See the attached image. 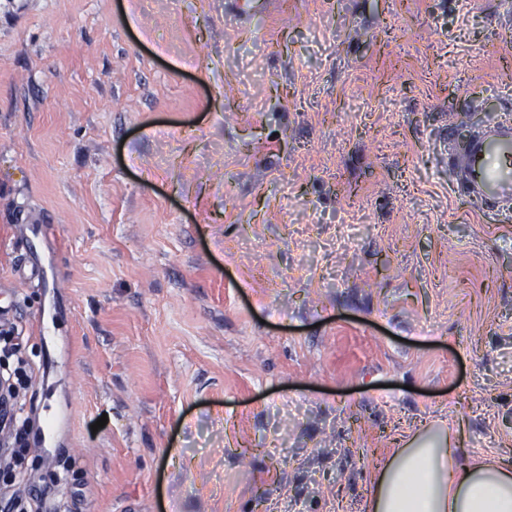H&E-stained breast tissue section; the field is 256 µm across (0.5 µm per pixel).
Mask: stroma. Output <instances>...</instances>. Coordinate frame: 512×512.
Listing matches in <instances>:
<instances>
[{
  "mask_svg": "<svg viewBox=\"0 0 512 512\" xmlns=\"http://www.w3.org/2000/svg\"><path fill=\"white\" fill-rule=\"evenodd\" d=\"M238 3L0 0V299L40 366L43 214L71 348L0 499L364 512L423 425L512 458V210L438 154L512 120V0ZM23 224H17L18 232L7 247L21 246L26 258L18 273L30 281L36 282L41 288L46 303L40 311L39 320L43 332V341L55 348V355L70 357V349L66 344H57L56 332L68 317L67 308L59 300L56 288L57 278L54 271L53 249L51 240L54 237V224H49L42 215L29 214L21 217ZM68 423V415L64 409H60L56 411V413L52 417H47L46 419V429H40L33 433L30 441L36 444L40 448L51 447L53 443H51L52 434L56 431V429L64 427Z\"/></svg>",
  "mask_w": 512,
  "mask_h": 512,
  "instance_id": "obj_1",
  "label": "stroma"
}]
</instances>
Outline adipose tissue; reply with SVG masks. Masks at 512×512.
<instances>
[{"mask_svg": "<svg viewBox=\"0 0 512 512\" xmlns=\"http://www.w3.org/2000/svg\"><path fill=\"white\" fill-rule=\"evenodd\" d=\"M367 512H512V464L461 459L442 430L425 429L375 469Z\"/></svg>", "mask_w": 512, "mask_h": 512, "instance_id": "1", "label": "adipose tissue"}]
</instances>
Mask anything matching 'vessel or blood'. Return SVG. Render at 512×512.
<instances>
[{"instance_id":"b4317fda","label":"vessel or blood","mask_w":512,"mask_h":512,"mask_svg":"<svg viewBox=\"0 0 512 512\" xmlns=\"http://www.w3.org/2000/svg\"><path fill=\"white\" fill-rule=\"evenodd\" d=\"M466 163L455 168L458 186L465 193L485 203L488 207L508 209L512 207V122L496 121L484 125L473 133L465 150ZM54 227L41 215L24 216L13 240L14 246L24 248L26 258L19 269L20 275L36 282L46 303L39 320L45 342L53 344L58 356L70 354L68 345L58 343L56 332L65 322L68 313L59 300L56 288L51 240ZM68 422L65 411L59 410L47 418L44 429L33 433L32 443L47 448L56 429Z\"/></svg>"}]
</instances>
